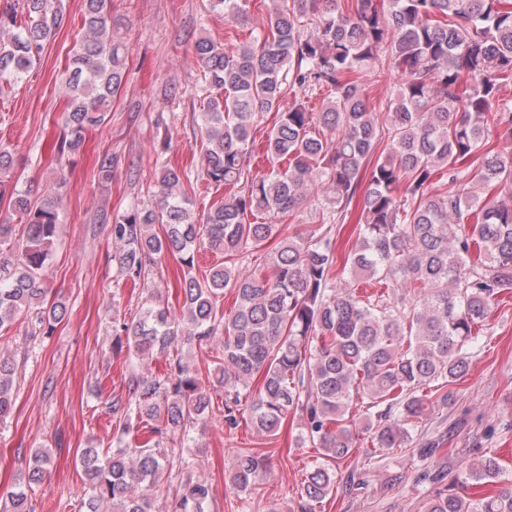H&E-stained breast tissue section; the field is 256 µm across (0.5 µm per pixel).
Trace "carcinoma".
I'll return each mask as SVG.
<instances>
[{
	"label": "carcinoma",
	"instance_id": "cac0c4a2",
	"mask_svg": "<svg viewBox=\"0 0 512 512\" xmlns=\"http://www.w3.org/2000/svg\"><path fill=\"white\" fill-rule=\"evenodd\" d=\"M249 0H205L206 11L246 23ZM81 36L71 49L58 158L77 152L83 134L105 123L128 76L127 51L110 34L112 0H82ZM67 21L60 0H10L0 7V97L40 61ZM194 119L201 179L232 192L203 220L180 186L185 169L157 173L155 204L92 223L109 225L114 258L126 276L146 281L166 257L184 270L185 313L149 298L138 317L118 318L112 350L163 359L160 374L132 377L128 397L108 409L148 436L110 455L84 448V512H159L153 489L175 454L176 434L202 420L212 396L180 343L222 341L224 428L243 421L268 437L290 416L301 444L322 460L302 482L301 512L338 491L335 466L353 453L349 409L364 408L372 448L404 447L433 403L470 365V350L496 299L512 289V0H269L266 21L233 49L207 36L194 44ZM386 61L399 74L392 97L369 108L360 75ZM330 92L320 110L309 95ZM293 99L285 101L286 92ZM267 112L269 168L252 173L254 131ZM444 181L446 191L435 189ZM0 218V329L11 326L45 291L44 275L62 223L60 202L31 200L14 188ZM303 207L314 229L288 236L268 272L250 256L278 236ZM24 235L11 239V219ZM355 222L357 238L340 253L338 226ZM224 261L199 279L195 254ZM230 291L234 307L218 309ZM66 308L31 319L32 336L51 335ZM17 368L0 354V421L12 410ZM260 386L250 391L254 379ZM52 463L43 448L29 460L25 483L0 499V512H30L27 488L45 482ZM269 456L243 450L231 483L252 490ZM166 512H209L211 487L181 470ZM434 484L423 512H512V479L486 455L455 473L425 475ZM473 485L496 490L474 497Z\"/></svg>",
	"mask_w": 512,
	"mask_h": 512
}]
</instances>
